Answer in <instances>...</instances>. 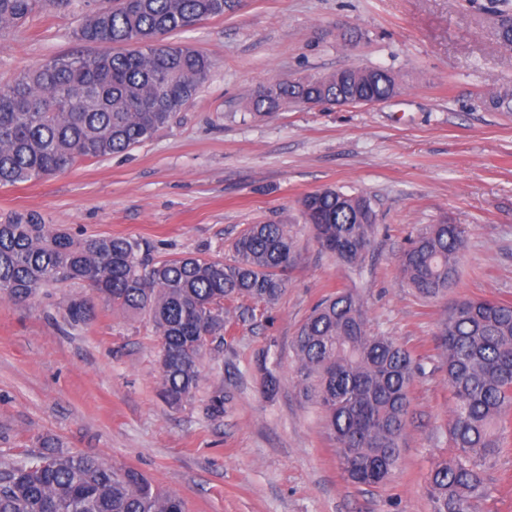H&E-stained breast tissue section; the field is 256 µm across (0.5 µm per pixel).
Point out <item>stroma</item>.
<instances>
[{
  "label": "stroma",
  "instance_id": "stroma-1",
  "mask_svg": "<svg viewBox=\"0 0 512 512\" xmlns=\"http://www.w3.org/2000/svg\"><path fill=\"white\" fill-rule=\"evenodd\" d=\"M487 0H236L224 16L177 33L215 68L171 124L126 153L79 162L47 180L0 186V218L38 213L76 237L136 239L150 257L229 255L247 225H286L299 256L272 306L230 302L223 344L202 358L195 396L160 397V339L146 318L97 304L68 323L72 284L25 304L0 298V454L84 451L134 468L179 496L185 512H432L427 476L456 449L452 399L435 335L447 300L421 298L398 256L429 224H460L467 248L447 299L512 303V112L488 94L512 90ZM106 0L50 7L0 36V83L81 45L80 18ZM379 67L399 93L374 105L282 107L248 101L276 79ZM369 196L374 247L353 271L322 251L301 216L308 193ZM339 289L365 302L371 332L423 367L410 388L399 465L381 486L347 481L325 414L298 386L293 343L312 307ZM269 356L279 386L262 392ZM224 411L208 410L214 389ZM473 512H512V447L485 466Z\"/></svg>",
  "mask_w": 512,
  "mask_h": 512
}]
</instances>
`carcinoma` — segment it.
Wrapping results in <instances>:
<instances>
[{
    "label": "carcinoma",
    "instance_id": "1",
    "mask_svg": "<svg viewBox=\"0 0 512 512\" xmlns=\"http://www.w3.org/2000/svg\"><path fill=\"white\" fill-rule=\"evenodd\" d=\"M69 0H0V36L24 25L44 5ZM498 9L497 38L512 50V0ZM233 0H113L93 9L76 30L92 47L56 56L0 84V186L66 172L80 159L126 152L151 139L194 98L214 62L168 38L224 15ZM383 101L399 84L371 68L342 67L304 80H276L251 98L255 116L281 102L336 104L343 89ZM512 109V92L485 100ZM313 237L353 269L371 250L376 212L364 194L327 187L301 201ZM467 246L459 224H429L398 257L409 286L426 299L448 295ZM141 243L123 236L76 239L35 213L0 220V297L26 303L45 288L80 284L65 301L73 324L91 319L95 301L147 318L160 337L161 396L172 407L199 386L204 348L224 342L231 322L224 302L275 304L296 256L283 224H250L228 257H140ZM453 407L449 433L459 454L436 462L428 476L433 512H470L488 496L483 462L512 443V304L465 299L448 305L436 337ZM298 383L323 409L343 470L354 483H383L397 468L407 428L409 388L418 365L392 338L369 331L364 302L351 290L322 299L295 337ZM0 512H184L138 471L117 470L98 456L49 449L22 459L0 455Z\"/></svg>",
    "mask_w": 512,
    "mask_h": 512
}]
</instances>
